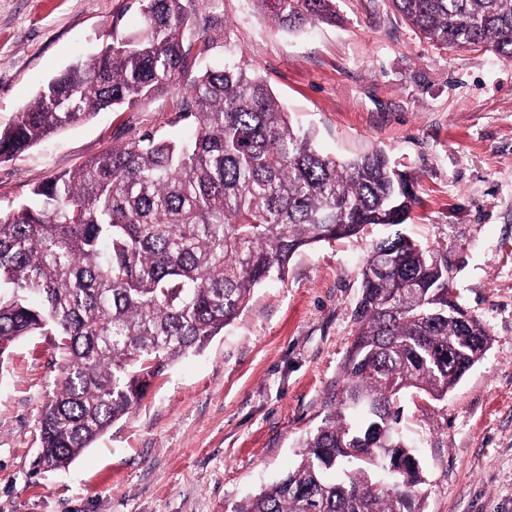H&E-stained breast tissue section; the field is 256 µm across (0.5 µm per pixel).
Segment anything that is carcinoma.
<instances>
[{"label": "carcinoma", "instance_id": "cac0c4a2", "mask_svg": "<svg viewBox=\"0 0 512 512\" xmlns=\"http://www.w3.org/2000/svg\"><path fill=\"white\" fill-rule=\"evenodd\" d=\"M286 32L340 21L336 0H255ZM430 43L512 61V0H391ZM139 29L49 79L0 129V160L101 111L183 89L182 140L148 132L34 186L0 210V363L44 336L65 376L38 421L37 465L69 466L177 359L230 325L294 255L368 225L403 224L415 201L376 151L343 161L294 126L255 70L201 68L223 0H137ZM448 246L397 236L372 246L344 382L297 464L234 512H423V471L398 400H434L491 344L448 291Z\"/></svg>", "mask_w": 512, "mask_h": 512}]
</instances>
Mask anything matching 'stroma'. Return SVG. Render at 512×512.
<instances>
[{
  "instance_id": "obj_1",
  "label": "stroma",
  "mask_w": 512,
  "mask_h": 512,
  "mask_svg": "<svg viewBox=\"0 0 512 512\" xmlns=\"http://www.w3.org/2000/svg\"><path fill=\"white\" fill-rule=\"evenodd\" d=\"M336 8L341 25L288 33L254 0H223L224 50L207 64L255 69L326 152L384 151L413 183L410 219L298 252L285 279L255 288L231 325L59 471L35 458L64 363L45 337L16 342L0 365V512H234L282 478L321 425L354 340L363 261L398 232L447 245L453 285L492 336L447 397L400 402L425 512H512V61L432 46L390 0ZM115 23L139 27L135 0H0V128ZM179 99L98 113L0 161V209L147 132L182 137Z\"/></svg>"
}]
</instances>
